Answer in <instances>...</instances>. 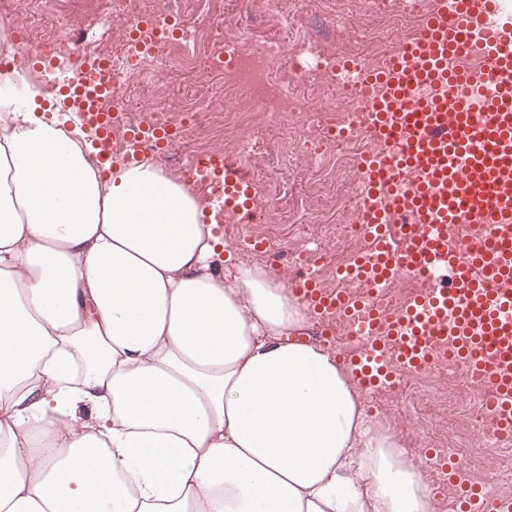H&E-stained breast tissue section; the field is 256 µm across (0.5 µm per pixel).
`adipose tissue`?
<instances>
[{
  "mask_svg": "<svg viewBox=\"0 0 512 512\" xmlns=\"http://www.w3.org/2000/svg\"><path fill=\"white\" fill-rule=\"evenodd\" d=\"M0 95V512H431L310 309L152 161Z\"/></svg>",
  "mask_w": 512,
  "mask_h": 512,
  "instance_id": "obj_1",
  "label": "adipose tissue"
}]
</instances>
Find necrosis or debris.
I'll return each mask as SVG.
<instances>
[{
	"label": "necrosis or debris",
	"mask_w": 512,
	"mask_h": 512,
	"mask_svg": "<svg viewBox=\"0 0 512 512\" xmlns=\"http://www.w3.org/2000/svg\"><path fill=\"white\" fill-rule=\"evenodd\" d=\"M59 2L0 0V56L54 50L56 61L36 76L49 95L61 71L80 83L96 80L107 93L101 107L111 126L108 152L114 161L150 157L161 169L198 178L215 192L223 191V178L208 176L199 162L220 156L237 165L257 197L249 212L227 214L228 223L246 227L241 242L262 241L274 274L312 275L324 290L339 288L333 251L286 249L272 236L274 214L260 182L263 151L255 132L278 120L280 157L304 156L317 185L340 171L360 169L366 156L382 154L380 138L367 126L371 92L337 73L350 63L365 70L386 63L415 35L418 19L434 10L435 0H385V20L399 31L387 44L377 34L358 42L340 33L308 42L288 0H240L232 13L225 12L223 0H83L82 10L65 22ZM203 55L224 76L223 101L199 80L169 93L160 69L174 62L191 73ZM311 71L335 83L333 98L305 92ZM167 127L186 149L161 153L150 139L135 143L129 137L135 129ZM435 367L439 376L428 395L450 420L433 432L434 445L464 448L482 431L493 435L496 447L511 448V436L495 433L484 391L469 373L444 358Z\"/></svg>",
	"instance_id": "obj_1"
}]
</instances>
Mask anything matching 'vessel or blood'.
<instances>
[{"instance_id": "1", "label": "vessel or blood", "mask_w": 512, "mask_h": 512, "mask_svg": "<svg viewBox=\"0 0 512 512\" xmlns=\"http://www.w3.org/2000/svg\"><path fill=\"white\" fill-rule=\"evenodd\" d=\"M475 52L474 74L454 67ZM386 154L365 160L358 191L375 238L347 276L391 287L402 272L432 288L386 313L311 280L297 291L318 315L348 318L361 341L350 363L364 387L452 352L486 381L489 410L512 431V11L501 0H437L389 65L360 71ZM224 207L253 204L250 184L226 176ZM476 224L478 242L450 234Z\"/></svg>"}]
</instances>
